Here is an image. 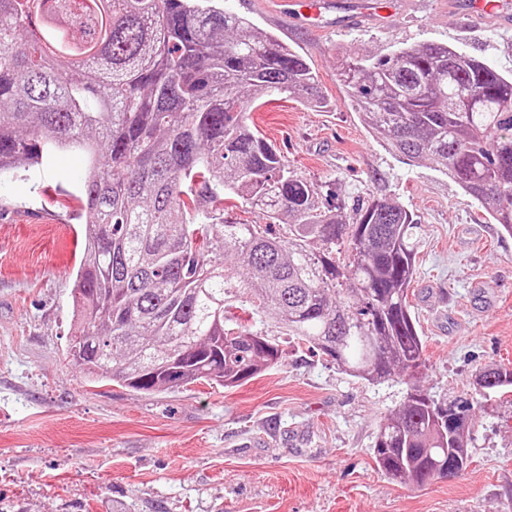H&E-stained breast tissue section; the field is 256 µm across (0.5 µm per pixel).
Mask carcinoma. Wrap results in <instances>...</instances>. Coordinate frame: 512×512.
<instances>
[{
    "label": "carcinoma",
    "instance_id": "obj_1",
    "mask_svg": "<svg viewBox=\"0 0 512 512\" xmlns=\"http://www.w3.org/2000/svg\"><path fill=\"white\" fill-rule=\"evenodd\" d=\"M42 2L0 0V174L65 148L89 158L66 352L89 381L153 394L255 377L281 349L233 315L245 290L255 314L342 372L417 379V215L385 199L344 215L249 124L261 106L251 91L326 106L306 58L218 0H53L40 16ZM34 15L42 37L23 42ZM341 76L390 150L430 161L512 236V75L429 43L347 60ZM236 197L295 222L281 233L235 222ZM480 379L512 394L511 369ZM471 409L412 385L377 434L378 470L417 486L444 478L466 448L448 419Z\"/></svg>",
    "mask_w": 512,
    "mask_h": 512
}]
</instances>
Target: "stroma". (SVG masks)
Instances as JSON below:
<instances>
[{"label":"stroma","instance_id":"obj_1","mask_svg":"<svg viewBox=\"0 0 512 512\" xmlns=\"http://www.w3.org/2000/svg\"><path fill=\"white\" fill-rule=\"evenodd\" d=\"M465 2L410 0L391 27L347 33L287 24L256 0L221 5L303 52L330 102L314 110L272 95L251 114L259 133L323 191L418 215L408 295L426 339L418 383L471 400L469 467L424 486L381 474L371 448L405 377L348 376L271 322L282 357L242 385L146 395L88 383L66 356L88 167L69 151L0 175V512H512V403L477 391L485 369L512 368V236L430 162L386 149L339 76L342 51L430 42L512 73V29L470 17Z\"/></svg>","mask_w":512,"mask_h":512}]
</instances>
